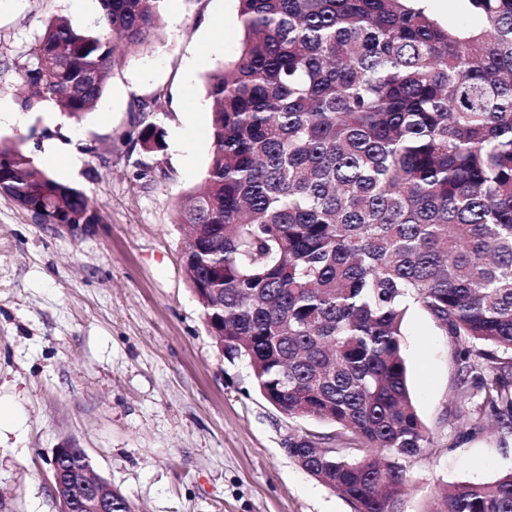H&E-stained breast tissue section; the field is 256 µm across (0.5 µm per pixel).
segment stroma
Wrapping results in <instances>:
<instances>
[{"instance_id": "stroma-1", "label": "stroma", "mask_w": 512, "mask_h": 512, "mask_svg": "<svg viewBox=\"0 0 512 512\" xmlns=\"http://www.w3.org/2000/svg\"><path fill=\"white\" fill-rule=\"evenodd\" d=\"M98 0H0V124L49 175L91 196L98 224H36L0 193V512H61L48 461L81 448L134 512H353L285 450L326 424L280 413L250 372L221 354L183 261L175 224L202 182L211 145L208 73L242 40L237 0H164L157 37L127 52L81 118L42 102L22 109L12 62L48 19L95 29ZM164 147L143 149L148 124ZM408 386L431 446L410 468L405 512L437 489L512 472V436L469 435L456 404L450 336L418 307L403 324Z\"/></svg>"}]
</instances>
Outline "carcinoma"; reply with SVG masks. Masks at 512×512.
I'll list each match as a JSON object with an SVG mask.
<instances>
[{
	"instance_id": "cac0c4a2",
	"label": "carcinoma",
	"mask_w": 512,
	"mask_h": 512,
	"mask_svg": "<svg viewBox=\"0 0 512 512\" xmlns=\"http://www.w3.org/2000/svg\"><path fill=\"white\" fill-rule=\"evenodd\" d=\"M100 31L51 19L15 63L81 117L117 49L152 42L163 0H99ZM238 0L237 55L209 75L212 152L185 195L183 257L218 347L279 412L337 428L285 449L354 512H403L430 447L402 349L417 305L454 345L470 431L512 433V0ZM164 147L154 124L139 135ZM0 191L39 224H98L84 191L0 143ZM428 512H512V472ZM435 16L448 25L459 22L464 15L463 2L458 0H428L423 2Z\"/></svg>"
}]
</instances>
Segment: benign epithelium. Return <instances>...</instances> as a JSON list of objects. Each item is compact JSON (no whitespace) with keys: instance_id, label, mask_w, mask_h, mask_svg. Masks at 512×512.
<instances>
[{"instance_id":"1","label":"benign epithelium","mask_w":512,"mask_h":512,"mask_svg":"<svg viewBox=\"0 0 512 512\" xmlns=\"http://www.w3.org/2000/svg\"><path fill=\"white\" fill-rule=\"evenodd\" d=\"M50 470L63 512H112L114 503L119 501V491L107 481L98 477L90 483L80 477L81 468L72 463L68 448L55 450Z\"/></svg>"}]
</instances>
